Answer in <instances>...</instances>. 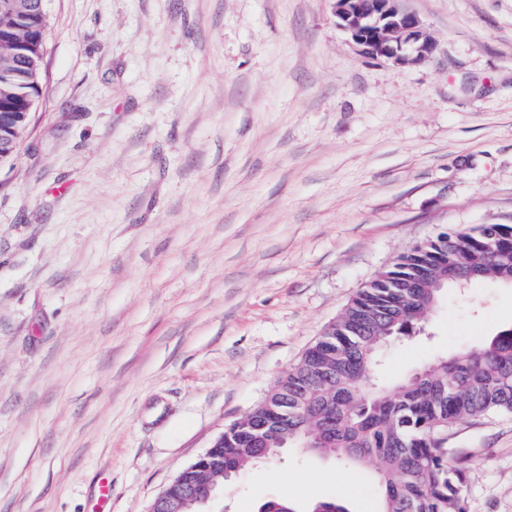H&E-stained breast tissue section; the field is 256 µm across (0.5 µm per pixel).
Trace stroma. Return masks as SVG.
I'll return each instance as SVG.
<instances>
[{
	"label": "stroma",
	"instance_id": "1",
	"mask_svg": "<svg viewBox=\"0 0 512 512\" xmlns=\"http://www.w3.org/2000/svg\"><path fill=\"white\" fill-rule=\"evenodd\" d=\"M437 42L363 55L331 0H45L41 93L0 163V512L152 500L402 252L512 224V0H404ZM512 326L450 288L382 381ZM468 512H512V415L456 424ZM373 465L283 449L209 512H377Z\"/></svg>",
	"mask_w": 512,
	"mask_h": 512
}]
</instances>
